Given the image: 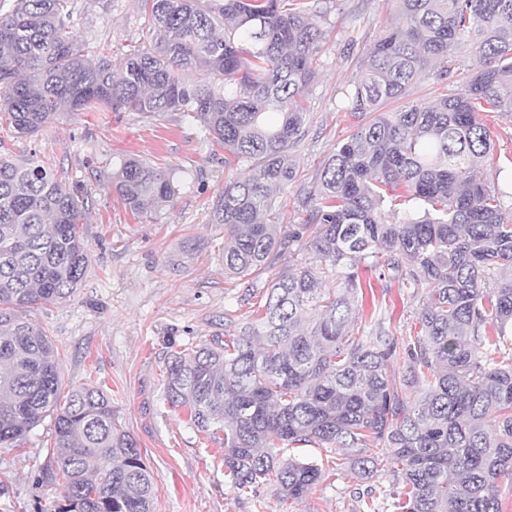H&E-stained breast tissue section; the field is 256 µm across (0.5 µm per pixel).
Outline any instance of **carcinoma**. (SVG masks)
Wrapping results in <instances>:
<instances>
[{"mask_svg": "<svg viewBox=\"0 0 512 512\" xmlns=\"http://www.w3.org/2000/svg\"><path fill=\"white\" fill-rule=\"evenodd\" d=\"M139 0L151 48L116 58L68 31L71 0H14L0 14V122L33 138L63 112H184L249 173L224 184L211 221L224 225V274L262 286L257 320L224 313V341L168 357L162 396L209 437L224 433L234 488L258 499L273 482L298 500L322 468L287 455L315 444L336 469L373 478L381 457L405 486L402 512H501L512 493V212L478 178L494 149L482 104L512 112V0H393L386 30L348 81L356 129L298 188L303 224H269L295 180L305 93L327 9L307 0ZM473 58L464 88L431 106L384 112L430 66ZM112 190L133 213L161 208L176 173L130 157ZM414 202L402 217L397 200ZM79 192L40 162L0 157V446L50 416L42 479L57 512H153L154 477L112 394L86 382L60 402L59 357L33 325L34 305L82 286L87 244ZM309 248L317 260H298ZM411 289L421 334L377 322L358 330V267Z\"/></svg>", "mask_w": 512, "mask_h": 512, "instance_id": "carcinoma-1", "label": "carcinoma"}]
</instances>
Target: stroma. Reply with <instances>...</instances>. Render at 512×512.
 <instances>
[{
  "mask_svg": "<svg viewBox=\"0 0 512 512\" xmlns=\"http://www.w3.org/2000/svg\"><path fill=\"white\" fill-rule=\"evenodd\" d=\"M70 30L93 50L121 54L137 44L146 18L138 0H73ZM392 0H331L320 22L323 43L314 59L315 81L306 91L307 134L296 155L299 183L314 181L324 161L356 126L341 109L348 80L383 35ZM472 60L458 57L445 80L436 69L421 75L398 100L395 112L431 105L458 92ZM495 148L482 163L486 178L504 190L512 209V114L486 112ZM0 153L14 159L36 154L67 187L79 188L88 245L83 284L69 300L29 309L60 358L61 388L89 379L105 385L122 425L136 439L154 475L153 512H397L396 480L379 464L372 480L337 473L305 498L283 501L273 488L261 504L237 492L224 468L222 440H209L162 398L169 354L224 335L227 310L249 315L245 286L224 275V227L211 211L226 181L247 165H225L223 147L182 112H67L34 138L0 127ZM146 158L176 171L179 191L150 217L134 216L108 184L119 161ZM372 287L357 301L362 319L378 317L396 336L415 335L419 302L409 289L360 269ZM51 420L16 448L0 447V512H55L59 486L41 480L53 441Z\"/></svg>",
  "mask_w": 512,
  "mask_h": 512,
  "instance_id": "1",
  "label": "stroma"
}]
</instances>
